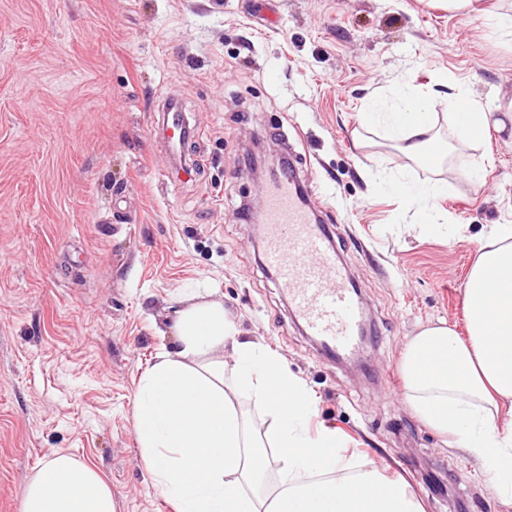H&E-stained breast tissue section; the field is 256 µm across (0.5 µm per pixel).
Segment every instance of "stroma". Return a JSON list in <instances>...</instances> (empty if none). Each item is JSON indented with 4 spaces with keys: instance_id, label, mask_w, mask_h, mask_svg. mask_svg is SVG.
<instances>
[{
    "instance_id": "stroma-1",
    "label": "stroma",
    "mask_w": 512,
    "mask_h": 512,
    "mask_svg": "<svg viewBox=\"0 0 512 512\" xmlns=\"http://www.w3.org/2000/svg\"><path fill=\"white\" fill-rule=\"evenodd\" d=\"M481 5L274 0L262 25L258 0H0V512H20L55 450L105 475L115 512H174L140 458L134 402L195 288L307 384L309 431L340 433L424 512H512L491 472L415 415L399 367L420 326L465 332L483 230L512 225V48L489 19L512 0ZM442 74L504 127L457 150L438 106L448 150L433 161L366 124L376 97ZM172 100L182 157L162 131ZM260 150L293 156L315 193L374 328L367 371L321 354L239 218L262 201ZM381 170L442 184L434 205L463 234L427 229Z\"/></svg>"
}]
</instances>
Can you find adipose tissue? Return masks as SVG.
Returning <instances> with one entry per match:
<instances>
[{
  "mask_svg": "<svg viewBox=\"0 0 512 512\" xmlns=\"http://www.w3.org/2000/svg\"><path fill=\"white\" fill-rule=\"evenodd\" d=\"M449 96L402 92L384 124L404 153L431 145L433 110L455 109L457 148L490 126L485 106L458 81L440 76ZM466 336L447 323L428 325L401 352L406 400L415 414L475 459L493 458L497 493L512 505V225L484 233L465 288ZM172 349L142 375L134 428L152 483L175 512H423L405 482L372 462L359 474L335 431L308 432L313 396L280 356L243 337L223 303L204 300L176 312ZM248 396L266 415L255 427ZM276 471L277 483L267 474ZM321 480H311V473ZM21 512H114L112 489L96 469L51 453L29 481Z\"/></svg>",
  "mask_w": 512,
  "mask_h": 512,
  "instance_id": "obj_1",
  "label": "adipose tissue"
}]
</instances>
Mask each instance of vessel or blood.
I'll return each mask as SVG.
<instances>
[{
	"instance_id": "vessel-or-blood-1",
	"label": "vessel or blood",
	"mask_w": 512,
	"mask_h": 512,
	"mask_svg": "<svg viewBox=\"0 0 512 512\" xmlns=\"http://www.w3.org/2000/svg\"><path fill=\"white\" fill-rule=\"evenodd\" d=\"M166 126L172 148H179L186 135L178 105H171ZM263 231L264 262L305 329L333 358L357 353L363 320L359 297L299 191L295 172L273 176L266 187Z\"/></svg>"
}]
</instances>
